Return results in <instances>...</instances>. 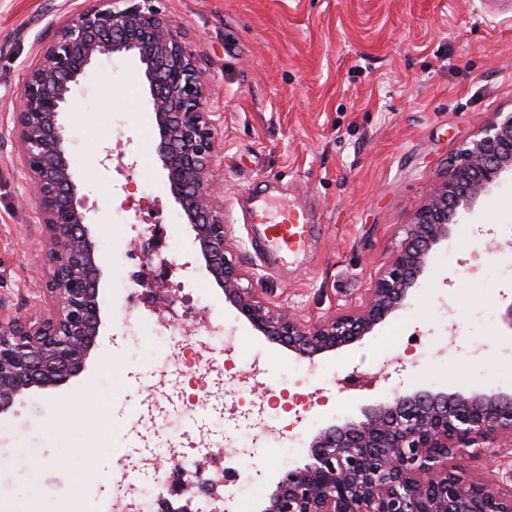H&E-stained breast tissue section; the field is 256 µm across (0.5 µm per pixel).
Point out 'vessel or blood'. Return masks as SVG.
Listing matches in <instances>:
<instances>
[{
    "mask_svg": "<svg viewBox=\"0 0 512 512\" xmlns=\"http://www.w3.org/2000/svg\"><path fill=\"white\" fill-rule=\"evenodd\" d=\"M274 194L255 198L247 217L252 226L251 244L269 270H290L311 247L315 226L307 209L291 203L280 207L276 219L266 217Z\"/></svg>",
    "mask_w": 512,
    "mask_h": 512,
    "instance_id": "vessel-or-blood-1",
    "label": "vessel or blood"
}]
</instances>
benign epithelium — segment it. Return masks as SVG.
Listing matches in <instances>:
<instances>
[{
    "mask_svg": "<svg viewBox=\"0 0 512 512\" xmlns=\"http://www.w3.org/2000/svg\"><path fill=\"white\" fill-rule=\"evenodd\" d=\"M156 0H88L44 46L24 82L15 133L40 216L48 267L45 289L56 301L46 318L0 313V416L31 390L78 376L102 321V256L73 178L63 114L73 89L95 63L115 56L137 63L148 83L157 152L171 196L225 299L269 342L313 361L364 339L399 310L427 269L431 252L475 201L512 172V112H497L448 162L445 180L404 225L401 248L381 272L369 301L311 326L267 307L242 285L245 273L227 256L220 189L208 179L216 154V120L207 111V76L183 33ZM363 419L322 428L313 462L281 471L261 512H512V485H491L458 471L462 455L478 458L496 440H512V390L419 389L365 407ZM181 476L172 493L194 495L211 483L206 460Z\"/></svg>",
    "mask_w": 512,
    "mask_h": 512,
    "instance_id": "1",
    "label": "benign epithelium"
}]
</instances>
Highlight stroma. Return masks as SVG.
<instances>
[{
  "label": "stroma",
  "instance_id": "1",
  "mask_svg": "<svg viewBox=\"0 0 512 512\" xmlns=\"http://www.w3.org/2000/svg\"><path fill=\"white\" fill-rule=\"evenodd\" d=\"M86 0H0V301L48 311L43 226L13 132L27 73L59 25ZM208 76L217 122L210 178L224 185L230 256L269 306L312 324L362 307L405 237L414 206L444 180L457 149L494 113L512 111V13L484 17L479 0H161ZM141 70L125 58L91 69L64 115L74 179L88 196L89 226L103 251V326L85 370L56 390H32L17 417L0 423V501L12 512H71L70 489L92 502L113 494L111 465L177 455L207 432L245 464L225 491L260 512L282 462L261 437L262 420L223 407L188 418L187 395L206 398L210 354L167 366L174 398L153 388L156 361L141 350L156 318L180 311L149 288L179 282L207 315L233 329L237 371L265 362V399L309 461L324 426L357 420L364 406L418 389L512 388V176L503 175L436 247L404 307L357 343L309 363L239 319L207 271L183 223L156 152L158 133ZM120 142L137 164L127 189L102 161ZM312 203L311 249L288 275L263 269L242 212L250 192ZM147 249L129 253L131 243ZM462 474L512 480V449L461 457Z\"/></svg>",
  "mask_w": 512,
  "mask_h": 512
}]
</instances>
